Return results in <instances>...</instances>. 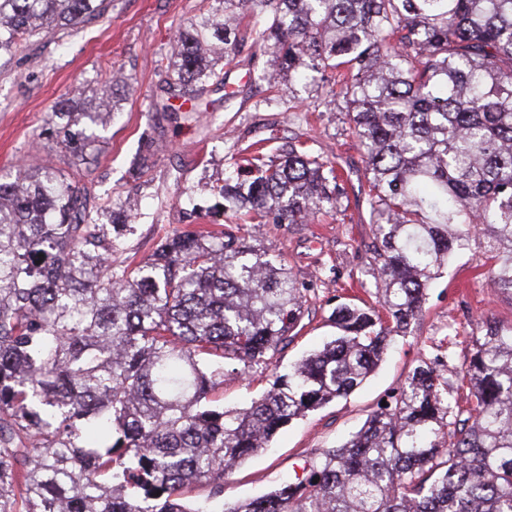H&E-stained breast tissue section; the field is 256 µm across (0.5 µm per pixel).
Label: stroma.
<instances>
[{"instance_id": "stroma-1", "label": "stroma", "mask_w": 512, "mask_h": 512, "mask_svg": "<svg viewBox=\"0 0 512 512\" xmlns=\"http://www.w3.org/2000/svg\"><path fill=\"white\" fill-rule=\"evenodd\" d=\"M209 0H108L100 19L78 30L30 38L0 64V171L25 160L61 174L89 193L99 214L128 205L137 216L122 231L115 266L150 258L162 238L185 231L216 230L268 250L305 288L302 329L271 359L246 375H229L213 392L225 408L250 404L272 381L332 336L328 318L342 302L376 304L370 265L373 234L368 184L359 143L350 132L344 101H332L330 85L281 82L278 89L255 82L270 69L271 55L244 41L224 87H207L190 119L165 120L151 111L161 79L159 60L175 53L176 31L206 11ZM122 92L118 117L98 127L93 159L80 163L55 132V105L73 99L75 111ZM304 141L311 154L350 165L335 208L303 224H256L244 211L215 210V186L231 161L249 158L256 143ZM497 262L487 236L479 235L451 255L427 291L423 311L369 376L347 397L293 420L259 452L226 476L222 492L192 486L187 502L233 506L262 496L284 481L304 477L322 449L342 444L406 381L419 360L445 356L448 380L468 366L476 338L487 323L512 325V300L490 282Z\"/></svg>"}]
</instances>
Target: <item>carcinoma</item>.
<instances>
[{"instance_id":"cac0c4a2","label":"carcinoma","mask_w":512,"mask_h":512,"mask_svg":"<svg viewBox=\"0 0 512 512\" xmlns=\"http://www.w3.org/2000/svg\"><path fill=\"white\" fill-rule=\"evenodd\" d=\"M107 0H0V57L39 31L101 18ZM277 60L264 74L341 77L363 154L378 305L342 304L336 334L243 409L210 398L288 343L304 294L282 264L222 232L120 249L86 197L38 164L0 171V512H220L184 487L220 483L304 413L349 395L422 313L430 280L478 233L512 296V0H214L176 32L158 112L172 116L235 59L233 21ZM180 100L177 106L174 101ZM54 113L87 161L99 121ZM296 141L229 166L217 197L260 224L336 207L337 167ZM442 360H421L382 410L297 481L227 512H512V325L487 324L465 372L468 409Z\"/></svg>"}]
</instances>
